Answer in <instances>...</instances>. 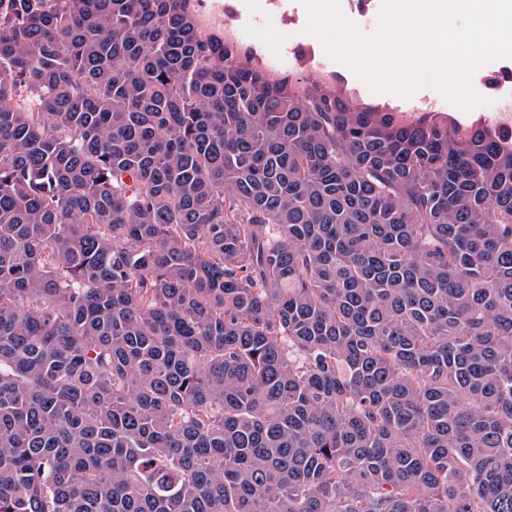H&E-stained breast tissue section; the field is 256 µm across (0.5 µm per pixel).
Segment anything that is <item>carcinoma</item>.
Here are the masks:
<instances>
[{
	"mask_svg": "<svg viewBox=\"0 0 512 512\" xmlns=\"http://www.w3.org/2000/svg\"><path fill=\"white\" fill-rule=\"evenodd\" d=\"M0 512H512V131L0 0Z\"/></svg>",
	"mask_w": 512,
	"mask_h": 512,
	"instance_id": "cac0c4a2",
	"label": "carcinoma"
}]
</instances>
